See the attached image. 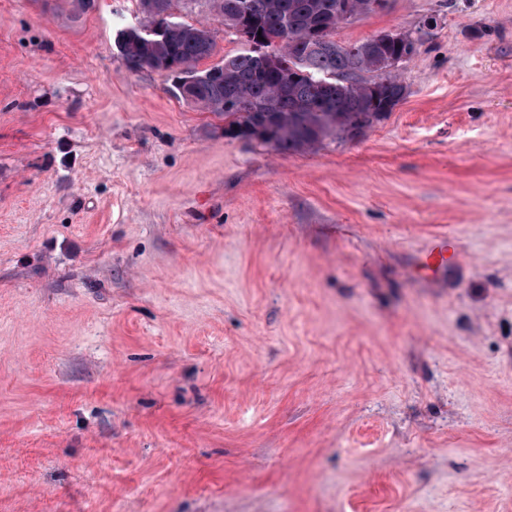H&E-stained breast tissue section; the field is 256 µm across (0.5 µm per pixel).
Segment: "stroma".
Returning a JSON list of instances; mask_svg holds the SVG:
<instances>
[{
  "instance_id": "obj_1",
  "label": "stroma",
  "mask_w": 512,
  "mask_h": 512,
  "mask_svg": "<svg viewBox=\"0 0 512 512\" xmlns=\"http://www.w3.org/2000/svg\"><path fill=\"white\" fill-rule=\"evenodd\" d=\"M140 18L0 0V512H512V0L339 27L420 37L406 96L294 153L129 71Z\"/></svg>"
}]
</instances>
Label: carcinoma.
<instances>
[{
	"label": "carcinoma",
	"mask_w": 512,
	"mask_h": 512,
	"mask_svg": "<svg viewBox=\"0 0 512 512\" xmlns=\"http://www.w3.org/2000/svg\"><path fill=\"white\" fill-rule=\"evenodd\" d=\"M142 17L119 51L127 69L157 71L174 79L176 96L224 116V134L242 128L261 132V142L278 152L312 148L339 134L355 136L388 117V106L404 98L405 85L388 61H406L417 54L419 39H371L342 45L334 32L349 22L346 12L367 17L373 0H208L227 28L238 21L277 64L262 65L248 48L208 68L200 63L213 52L210 31L161 14ZM347 75V86L334 79ZM247 106V111L235 105Z\"/></svg>",
	"instance_id": "cac0c4a2"
}]
</instances>
